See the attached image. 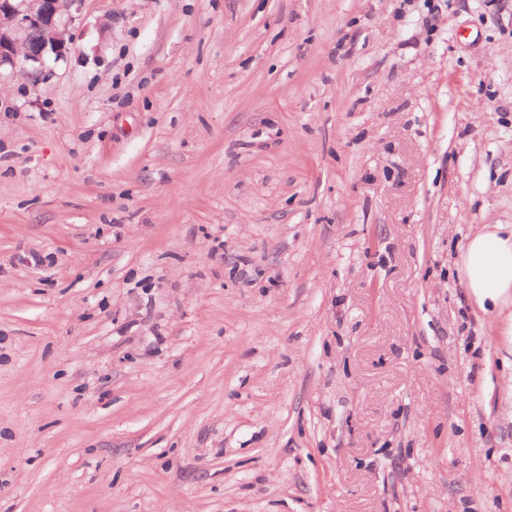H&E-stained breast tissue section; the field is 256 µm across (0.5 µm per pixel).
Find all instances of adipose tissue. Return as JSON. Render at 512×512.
<instances>
[{
	"label": "adipose tissue",
	"mask_w": 512,
	"mask_h": 512,
	"mask_svg": "<svg viewBox=\"0 0 512 512\" xmlns=\"http://www.w3.org/2000/svg\"><path fill=\"white\" fill-rule=\"evenodd\" d=\"M457 276L478 308L512 304V224H486L468 236Z\"/></svg>",
	"instance_id": "obj_1"
}]
</instances>
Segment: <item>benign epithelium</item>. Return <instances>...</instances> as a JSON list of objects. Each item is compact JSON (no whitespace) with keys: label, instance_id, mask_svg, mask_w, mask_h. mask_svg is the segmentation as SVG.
Masks as SVG:
<instances>
[{"label":"benign epithelium","instance_id":"obj_1","mask_svg":"<svg viewBox=\"0 0 512 512\" xmlns=\"http://www.w3.org/2000/svg\"><path fill=\"white\" fill-rule=\"evenodd\" d=\"M80 0H0V69L22 62L31 79L42 73L45 57L65 50L72 9ZM39 28L41 40L31 42L28 30Z\"/></svg>","mask_w":512,"mask_h":512}]
</instances>
